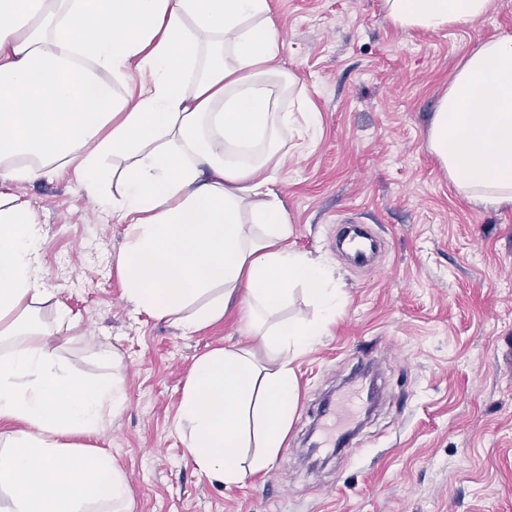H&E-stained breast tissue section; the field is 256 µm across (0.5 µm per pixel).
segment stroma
Wrapping results in <instances>:
<instances>
[{
  "label": "stroma",
  "instance_id": "35a3bbf8",
  "mask_svg": "<svg viewBox=\"0 0 512 512\" xmlns=\"http://www.w3.org/2000/svg\"><path fill=\"white\" fill-rule=\"evenodd\" d=\"M280 59L319 118L312 144L289 145L277 190L292 226L287 244L323 263L346 301L324 336L294 362L299 401L287 445L269 472L228 489L198 472L177 427L195 361L253 345L236 313L193 333L137 312L117 257L127 226L86 192L73 170L0 192L26 201L43 232L56 326L74 333L59 356L86 377L125 366L126 402L89 445L126 476L128 512H512V211L468 203L427 146L430 118L463 57L512 33V0L440 33L404 32L380 0H273ZM382 240L373 269L335 247L342 221ZM372 347L382 385L373 415L356 402L343 448L312 415Z\"/></svg>",
  "mask_w": 512,
  "mask_h": 512
}]
</instances>
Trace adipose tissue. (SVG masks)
<instances>
[{"label":"adipose tissue","instance_id":"ef3b65f1","mask_svg":"<svg viewBox=\"0 0 512 512\" xmlns=\"http://www.w3.org/2000/svg\"><path fill=\"white\" fill-rule=\"evenodd\" d=\"M491 0H382L405 31L481 21ZM0 183L72 168L128 226L117 266L127 301L193 332L237 312L259 348H218L178 408L186 454L233 488L268 472L299 400L295 359L344 302L326 268L286 244L274 189L284 107L270 0H0ZM430 154L456 193L512 209V33L460 62L433 112ZM28 204L0 201V512H124V473L78 444L124 406L123 367L86 378L34 317L53 291ZM312 317L279 319L296 292Z\"/></svg>","mask_w":512,"mask_h":512}]
</instances>
